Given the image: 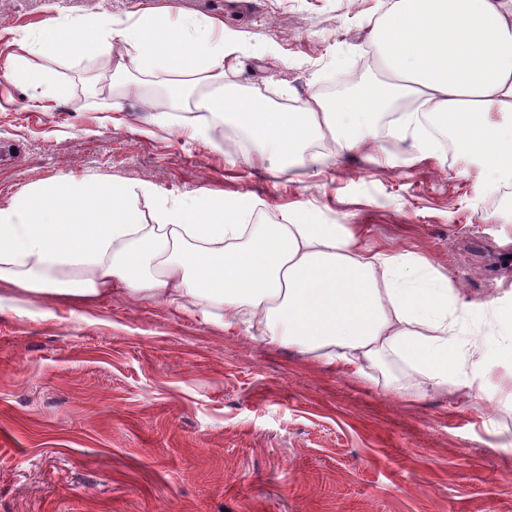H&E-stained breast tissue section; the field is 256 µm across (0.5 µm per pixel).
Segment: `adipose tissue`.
<instances>
[{"label": "adipose tissue", "instance_id": "obj_1", "mask_svg": "<svg viewBox=\"0 0 512 512\" xmlns=\"http://www.w3.org/2000/svg\"><path fill=\"white\" fill-rule=\"evenodd\" d=\"M395 79L294 110L270 107L226 86L241 57L239 31L223 20L156 10L136 19L104 9L57 11L35 35L16 38L7 78L52 110L64 91L38 56H71L112 76L110 111L162 93L170 110L195 113L192 137L209 139L210 117L230 118L254 142L260 161L280 171L301 164L320 173L359 156L390 98L419 103L403 113L394 138L413 158L438 154L425 119L449 129L458 155L512 180V0H391L368 31ZM332 156L308 152L316 138ZM238 198L196 191L156 198L148 183L88 172L59 174L16 193L0 208V286L28 301L82 306L124 295L149 297L225 326L257 325L263 340L317 353L354 376L384 356L413 360L438 393L480 365L479 343L461 337L459 289L427 262L362 246L355 225L325 223L318 210H285L254 224Z\"/></svg>", "mask_w": 512, "mask_h": 512}]
</instances>
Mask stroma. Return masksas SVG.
Returning a JSON list of instances; mask_svg holds the SVG:
<instances>
[{"instance_id": "1", "label": "stroma", "mask_w": 512, "mask_h": 512, "mask_svg": "<svg viewBox=\"0 0 512 512\" xmlns=\"http://www.w3.org/2000/svg\"><path fill=\"white\" fill-rule=\"evenodd\" d=\"M47 0H0V71L12 36L36 31ZM118 17L142 7L222 18L243 35L232 82L296 103L340 74L378 82L368 23L389 0H54ZM64 87L49 112L0 74V207L61 173L147 181L160 197L196 190L254 204V221L319 209L357 225L363 245L427 260L457 284L481 366L453 393L409 363L353 377L153 300L91 309L0 301V512H512V357L494 309L512 308V210L471 160L380 149L311 176L266 171L220 136L189 140L146 123L136 99L104 112L97 68L45 60ZM397 381L410 395L390 393Z\"/></svg>"}]
</instances>
